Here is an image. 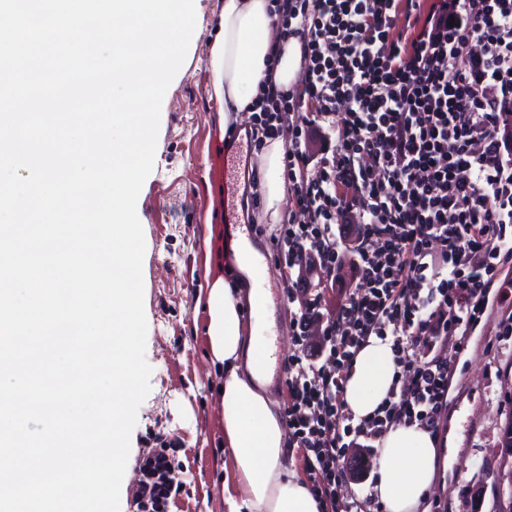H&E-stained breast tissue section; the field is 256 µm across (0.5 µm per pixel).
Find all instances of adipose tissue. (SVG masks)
<instances>
[{
	"mask_svg": "<svg viewBox=\"0 0 512 512\" xmlns=\"http://www.w3.org/2000/svg\"><path fill=\"white\" fill-rule=\"evenodd\" d=\"M269 0H224L220 30L212 48V91L224 101L225 114L247 111L260 82L288 88L301 65L297 41L286 44L275 68L266 58L273 43ZM282 141L268 146L261 167L260 191L271 221L281 218L285 187L278 173ZM249 301L252 324L241 319V303ZM206 313L210 362L223 373L224 444L229 450L235 483L228 495L229 512H320L305 481L284 460L286 431L269 401L254 387L261 373L263 336L255 324L261 302L255 291L231 287L223 275L208 279L199 298ZM396 365L389 340L371 337L359 350L344 385V400L353 419L372 414L387 397ZM440 457L438 442L428 431L397 424L381 439L378 477L373 494L384 512H420Z\"/></svg>",
	"mask_w": 512,
	"mask_h": 512,
	"instance_id": "obj_1",
	"label": "adipose tissue"
}]
</instances>
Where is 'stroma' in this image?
Returning a JSON list of instances; mask_svg holds the SVG:
<instances>
[{
    "label": "stroma",
    "instance_id": "obj_1",
    "mask_svg": "<svg viewBox=\"0 0 512 512\" xmlns=\"http://www.w3.org/2000/svg\"><path fill=\"white\" fill-rule=\"evenodd\" d=\"M224 0H195L196 28L185 61L162 104L157 158L137 200L145 237L144 310L150 392L137 411L130 462L171 447L183 486L170 512H229L225 485L234 478L224 446L219 382L207 357L204 315L195 309L207 280L208 225L224 211V102L212 95L211 48ZM262 148L237 182V214L252 224L250 244L282 276L274 250L278 225L255 189ZM504 311L490 300L482 320L454 355L448 408L437 436L440 461L426 496L428 512H494L501 446L512 416V338Z\"/></svg>",
    "mask_w": 512,
    "mask_h": 512
}]
</instances>
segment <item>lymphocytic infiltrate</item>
Listing matches in <instances>:
<instances>
[{"mask_svg": "<svg viewBox=\"0 0 512 512\" xmlns=\"http://www.w3.org/2000/svg\"><path fill=\"white\" fill-rule=\"evenodd\" d=\"M275 26L273 55L298 40L303 71L261 91L257 117L288 141L295 204L275 238L298 306L283 418L338 512L347 449L397 423L437 432L449 349L490 297L512 302V0H277ZM373 335L391 338L396 378L356 421L344 384ZM136 472V512H167L183 485L167 449Z\"/></svg>", "mask_w": 512, "mask_h": 512, "instance_id": "1", "label": "lymphocytic infiltrate"}]
</instances>
